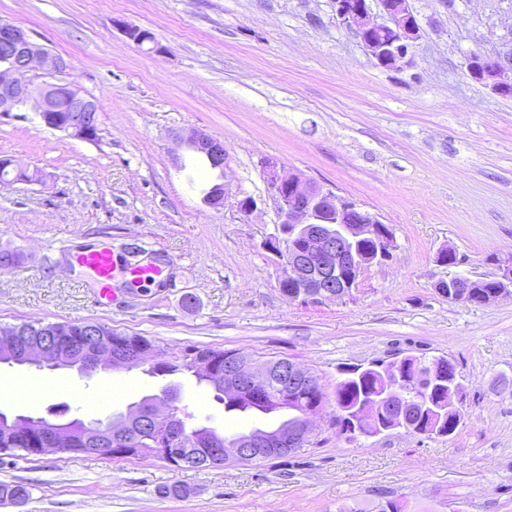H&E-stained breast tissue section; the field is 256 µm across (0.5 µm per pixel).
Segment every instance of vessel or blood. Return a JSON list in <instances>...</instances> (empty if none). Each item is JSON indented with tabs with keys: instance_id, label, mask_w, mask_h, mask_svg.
<instances>
[{
	"instance_id": "obj_1",
	"label": "vessel or blood",
	"mask_w": 512,
	"mask_h": 512,
	"mask_svg": "<svg viewBox=\"0 0 512 512\" xmlns=\"http://www.w3.org/2000/svg\"><path fill=\"white\" fill-rule=\"evenodd\" d=\"M74 261L92 273L99 288V296L105 300L112 296V282L115 277L121 276L130 283L146 285L162 280L167 275L165 266L147 264L133 267L123 263L105 247H86L75 254Z\"/></svg>"
}]
</instances>
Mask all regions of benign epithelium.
Listing matches in <instances>:
<instances>
[{"instance_id": "1", "label": "benign epithelium", "mask_w": 512, "mask_h": 512, "mask_svg": "<svg viewBox=\"0 0 512 512\" xmlns=\"http://www.w3.org/2000/svg\"><path fill=\"white\" fill-rule=\"evenodd\" d=\"M336 22L351 31L375 65L387 69H400L413 62L412 49L419 38V23L409 0H333ZM124 36L141 46L154 42L153 34L126 23H119ZM469 74L476 81L503 95L512 93V30L501 51L494 55L473 52L465 59ZM40 69L48 75L60 74L68 68L67 61L38 41L32 32L22 26L0 24V115L29 108L36 112L44 125H49L52 112H67L65 124L53 129L67 136L93 141L100 130L99 107L95 99L79 89L65 86L68 96L59 100V85L50 82L35 84L28 74ZM176 139L206 157L211 168L224 170L226 154L224 142L205 133H193ZM267 185L275 204L281 237L293 240L302 238V248L288 253L287 277L291 285L284 293L295 301L339 300L352 292L357 283V273L364 264L361 244L369 239L376 248L369 251L372 262L381 264L388 260L394 248L393 236L382 228L380 217L355 200L342 198L329 188L296 174L284 173L276 160L265 164ZM496 272L491 278L499 283L491 300L512 291V255L499 256L494 261ZM70 331L54 332V339L42 342L23 352L21 357L9 360L11 364L34 365L51 369L75 367L82 373H92L100 368L120 369L137 363L142 366L157 365L168 360L158 348L133 350L120 339L98 336L84 349L82 359L63 363L59 350L69 345ZM224 394L229 397L244 395L261 398L270 385L277 384L293 398L311 395L318 388V380L307 370L289 362H252L234 355L224 364L220 377ZM165 406V423L158 425L134 416L129 409L124 421L130 429L115 432L112 424L90 423L88 427L106 433L102 438L87 440L82 452L89 455L129 457L130 448H118L121 439H130L132 432L146 427L157 435L165 436L170 446H175L194 429L187 426L178 406L175 386L159 394ZM315 406L297 414L286 427L272 430H253L219 448L210 439H201L203 458H224V462L251 461L266 454H288L309 441ZM30 425L39 427L36 446L38 453L56 450L59 438L67 433L69 424L58 423L44 417L8 416L0 413V427L18 432Z\"/></svg>"}]
</instances>
